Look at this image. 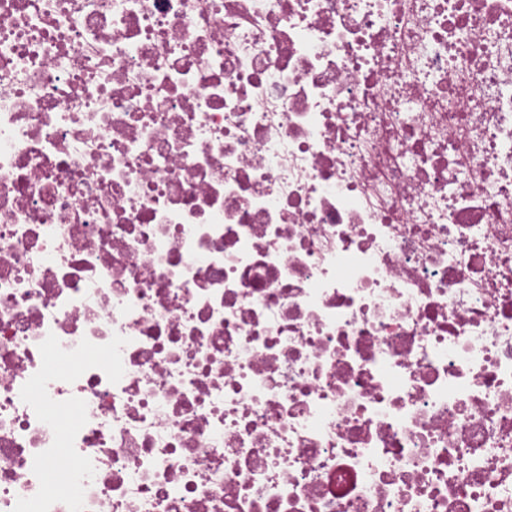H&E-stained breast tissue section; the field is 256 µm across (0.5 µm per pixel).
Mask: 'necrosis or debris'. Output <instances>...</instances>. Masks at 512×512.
Wrapping results in <instances>:
<instances>
[{"label":"necrosis or debris","instance_id":"4bbe7bcc","mask_svg":"<svg viewBox=\"0 0 512 512\" xmlns=\"http://www.w3.org/2000/svg\"><path fill=\"white\" fill-rule=\"evenodd\" d=\"M0 512H512V0H0Z\"/></svg>","mask_w":512,"mask_h":512}]
</instances>
